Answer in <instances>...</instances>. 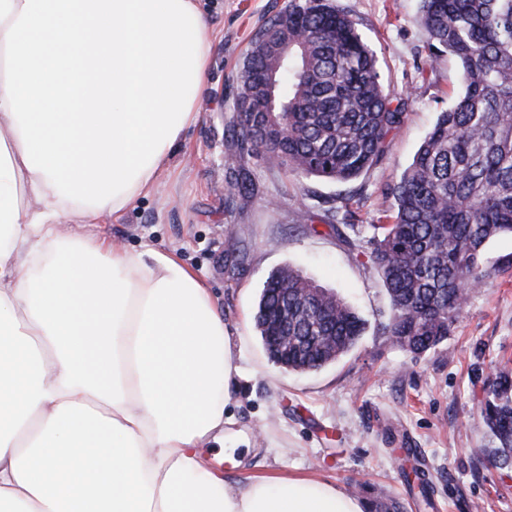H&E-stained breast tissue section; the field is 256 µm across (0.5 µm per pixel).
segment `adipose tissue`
Segmentation results:
<instances>
[{"instance_id":"ef3b65f1","label":"adipose tissue","mask_w":512,"mask_h":512,"mask_svg":"<svg viewBox=\"0 0 512 512\" xmlns=\"http://www.w3.org/2000/svg\"><path fill=\"white\" fill-rule=\"evenodd\" d=\"M199 0H0V512H366L310 477L233 483L211 288L175 251L68 232L152 193L199 119Z\"/></svg>"}]
</instances>
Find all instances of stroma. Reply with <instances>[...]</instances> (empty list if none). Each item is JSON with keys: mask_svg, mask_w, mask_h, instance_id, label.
Segmentation results:
<instances>
[{"mask_svg": "<svg viewBox=\"0 0 512 512\" xmlns=\"http://www.w3.org/2000/svg\"><path fill=\"white\" fill-rule=\"evenodd\" d=\"M376 53L381 82L407 98L406 121L383 161L358 179L301 177L251 157L256 195L241 206L230 184L239 147L229 131L237 73L252 35L283 0H201L211 33L208 91L176 168L107 228L129 250H176L205 278L245 378L229 406L252 441L230 479L254 474L317 478L367 502L398 499L404 512H512V467L494 463L496 442L479 418L489 381L512 374V237L485 250L483 284L435 348L417 354L383 330L389 298L369 259L370 223L391 210L385 195L424 135L455 98L459 66L431 64L420 0H335ZM350 202L354 226L332 230L325 209ZM290 265L332 289L365 320L362 340L317 371L272 363L253 315L269 274Z\"/></svg>", "mask_w": 512, "mask_h": 512, "instance_id": "1", "label": "stroma"}]
</instances>
